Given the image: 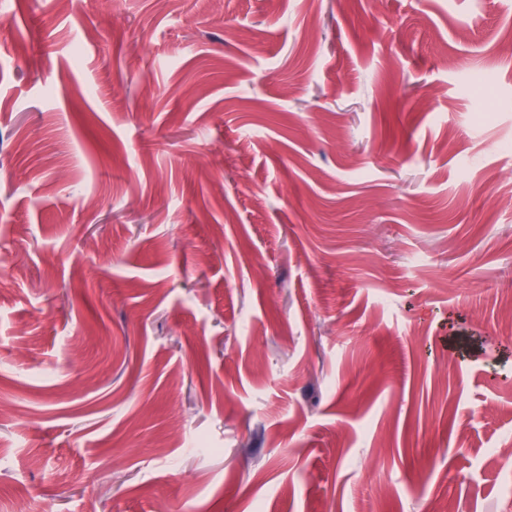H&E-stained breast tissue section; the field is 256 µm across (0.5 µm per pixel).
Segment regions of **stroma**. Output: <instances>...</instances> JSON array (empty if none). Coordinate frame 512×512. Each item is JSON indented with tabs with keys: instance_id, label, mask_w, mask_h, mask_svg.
<instances>
[{
	"instance_id": "stroma-1",
	"label": "stroma",
	"mask_w": 512,
	"mask_h": 512,
	"mask_svg": "<svg viewBox=\"0 0 512 512\" xmlns=\"http://www.w3.org/2000/svg\"><path fill=\"white\" fill-rule=\"evenodd\" d=\"M0 218V512H512V0H0Z\"/></svg>"
}]
</instances>
